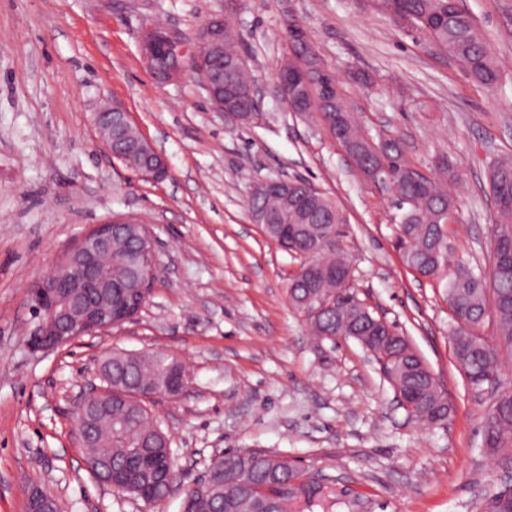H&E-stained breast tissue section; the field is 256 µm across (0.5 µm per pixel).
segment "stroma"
<instances>
[{"label": "stroma", "instance_id": "obj_1", "mask_svg": "<svg viewBox=\"0 0 512 512\" xmlns=\"http://www.w3.org/2000/svg\"><path fill=\"white\" fill-rule=\"evenodd\" d=\"M501 78L488 88L373 0H0V512H26L27 490L61 512H180L184 487L229 449L288 457L325 496L302 512H482L512 485V459L484 444L512 351L495 379L471 386L454 359L448 284L459 267L489 273L496 208L491 160L512 158V0H464ZM229 18L261 89L262 117L240 126L214 109L193 75L157 83L139 36L153 23L193 39ZM299 22L365 134L399 142L439 176L455 166L445 266L424 276L395 246L392 192L367 178L318 114L292 112L275 72ZM129 113L161 150L169 176L127 169L99 141L96 106ZM303 178L346 218L349 291L395 326L445 392L444 422L398 403L378 360L351 338L317 339L288 299L296 256L268 239L248 208L253 186ZM139 217L156 274L138 318L49 352L31 289L74 243L117 216ZM178 358L189 384L150 403L168 435L179 487L147 503L99 485L73 435L76 408L108 352Z\"/></svg>", "mask_w": 512, "mask_h": 512}]
</instances>
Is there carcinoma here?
Wrapping results in <instances>:
<instances>
[{"label":"carcinoma","mask_w":512,"mask_h":512,"mask_svg":"<svg viewBox=\"0 0 512 512\" xmlns=\"http://www.w3.org/2000/svg\"><path fill=\"white\" fill-rule=\"evenodd\" d=\"M378 9L397 19L407 21L454 59L467 76L485 87L497 84L499 66L488 52L480 27L463 7L461 0H376ZM241 53L236 33L224 30V59L220 67H210L206 76L213 84L229 88L246 86L250 80L246 69H237ZM308 111L315 112L335 131L336 120H341L346 138L358 155L360 170L372 177L381 164L392 166L393 191L407 200L400 214L399 238L404 263L423 275L438 271L445 261L448 243L444 235L445 213L452 210L454 199L446 184L455 180L448 164L441 166L446 181L434 178L416 181L411 166L403 158V151L395 140L372 146L353 117L335 97L325 100L317 85L305 87ZM488 182L496 207L494 240L495 265L493 283L468 270L456 272L448 287V304L461 317L451 336L456 361L473 386H480L496 372L499 364L497 348L473 332L483 318L488 293H493L499 322V336L512 348V158H497L490 163ZM301 191L312 194L311 209L315 218L294 220L282 225V231L273 232L266 225L261 228L266 236L281 247L302 256L313 252L321 254L325 266L343 270L346 259L337 243L341 235L339 225L345 223L342 211L308 182L297 180ZM135 242L122 228H117L112 239V309L120 306L128 288L137 285L135 272L144 260L135 258ZM336 289V279L318 277L309 280L299 274L293 277L289 297L295 310L309 316L316 336L330 333L354 338L382 362L389 370L400 363V355L410 348L402 336L370 334L363 317L365 306L351 296L336 314H325L314 324L311 309L319 300ZM187 380L182 364L175 358L157 352L129 356L114 353L112 383L117 393L112 397V433L102 437L93 435V446L83 449L84 455H103L112 458V472L124 482L143 483L142 469L134 461L144 458L151 465L165 471L173 480H179L174 466L169 439L144 400L133 396L138 383L157 391L166 390L173 378ZM402 394L407 400L404 409L416 420L434 415L445 418L448 406L442 401L440 389L431 381L420 363L407 359L404 374L400 376ZM485 441L490 448L512 449V389L499 393L485 421ZM218 472L220 493L203 494L189 485L184 493L183 507L187 512H290L293 506L313 503L320 498L323 486L309 472L288 466V460L249 450L245 453L222 455L212 462Z\"/></svg>","instance_id":"cac0c4a2"}]
</instances>
